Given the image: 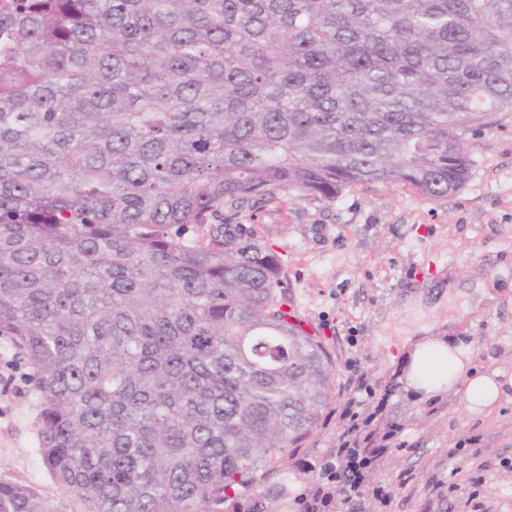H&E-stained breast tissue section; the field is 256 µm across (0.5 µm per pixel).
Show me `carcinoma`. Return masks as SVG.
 <instances>
[{"instance_id":"obj_1","label":"carcinoma","mask_w":512,"mask_h":512,"mask_svg":"<svg viewBox=\"0 0 512 512\" xmlns=\"http://www.w3.org/2000/svg\"><path fill=\"white\" fill-rule=\"evenodd\" d=\"M512 110V0H0V336L84 512H267L333 397L272 248L224 220L444 198ZM0 512H66L0 482Z\"/></svg>"}]
</instances>
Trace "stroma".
Wrapping results in <instances>:
<instances>
[{"label":"stroma","mask_w":512,"mask_h":512,"mask_svg":"<svg viewBox=\"0 0 512 512\" xmlns=\"http://www.w3.org/2000/svg\"><path fill=\"white\" fill-rule=\"evenodd\" d=\"M473 159L458 191L430 199L383 183L357 186L330 203L295 192L256 203L235 223L280 256L288 305L318 336L333 360L334 388L357 362L377 394H388L386 414L402 423L405 448L391 449L382 482L408 475L387 512H419L431 497V512H463L475 496L486 512H512V400L490 414L469 413L461 395L423 404L397 391L393 359L404 337L421 322L450 317L455 335L480 365L512 368V111L499 113L490 128L466 132ZM485 285L496 299L481 314L469 313L464 298L408 305L409 297L448 280ZM30 367L7 338H0V481L30 487L84 512L71 493L44 467L37 441L38 406L25 381ZM334 409L301 447L288 455L277 476L280 493L272 512H297V497L315 479L327 449L335 447ZM481 448L482 482L453 475L460 459ZM458 488L439 496L437 484Z\"/></svg>","instance_id":"35a3bbf8"}]
</instances>
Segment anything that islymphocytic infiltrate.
<instances>
[{"instance_id": "1", "label": "lymphocytic infiltrate", "mask_w": 512, "mask_h": 512, "mask_svg": "<svg viewBox=\"0 0 512 512\" xmlns=\"http://www.w3.org/2000/svg\"><path fill=\"white\" fill-rule=\"evenodd\" d=\"M336 417V446L325 456L318 480L300 495V512H381L393 490L370 487L369 477L382 468L390 441L404 427L389 420L382 405L358 399L349 389L340 394Z\"/></svg>"}]
</instances>
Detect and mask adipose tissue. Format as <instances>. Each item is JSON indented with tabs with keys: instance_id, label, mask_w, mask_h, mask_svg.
I'll list each match as a JSON object with an SVG mask.
<instances>
[{
	"instance_id": "ef3b65f1",
	"label": "adipose tissue",
	"mask_w": 512,
	"mask_h": 512,
	"mask_svg": "<svg viewBox=\"0 0 512 512\" xmlns=\"http://www.w3.org/2000/svg\"><path fill=\"white\" fill-rule=\"evenodd\" d=\"M420 331L402 345L397 381L408 396L426 401L452 391L463 395L470 411L487 414L512 391V371L499 366L478 370L470 348L447 335L444 321L423 325Z\"/></svg>"
}]
</instances>
